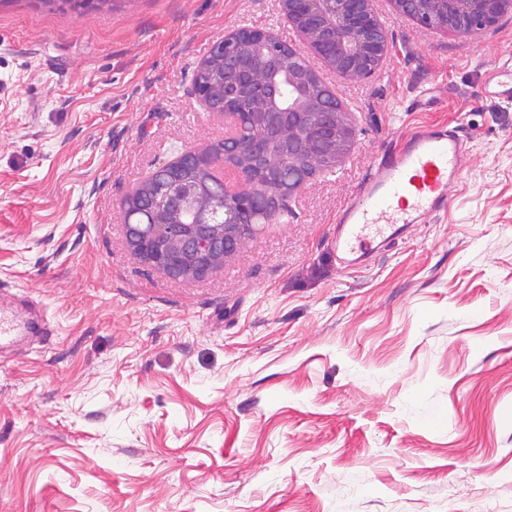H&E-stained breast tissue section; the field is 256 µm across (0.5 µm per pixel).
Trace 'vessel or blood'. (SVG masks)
Here are the masks:
<instances>
[{"label":"vessel or blood","instance_id":"obj_1","mask_svg":"<svg viewBox=\"0 0 512 512\" xmlns=\"http://www.w3.org/2000/svg\"><path fill=\"white\" fill-rule=\"evenodd\" d=\"M464 152L456 130L424 126L404 137L362 185L358 201L346 206L329 241L340 263L355 266L389 245L413 224L448 206V188L460 175ZM30 324L0 312V344L12 342Z\"/></svg>","mask_w":512,"mask_h":512}]
</instances>
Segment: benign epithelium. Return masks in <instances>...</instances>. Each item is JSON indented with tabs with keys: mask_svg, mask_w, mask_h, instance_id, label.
<instances>
[{
	"mask_svg": "<svg viewBox=\"0 0 512 512\" xmlns=\"http://www.w3.org/2000/svg\"><path fill=\"white\" fill-rule=\"evenodd\" d=\"M396 14L444 33L467 36L496 27L512 0H389ZM298 43L272 29L243 25L214 42L221 56L217 94L196 92L203 106L224 116V147L188 148L157 171L170 176L168 209L193 224L135 219L123 207L126 242L142 262L175 280L200 279L240 254L264 229L266 217L295 198L318 173L338 166L354 128L336 91L311 64L316 58L347 80L371 76L393 45L376 0H279ZM233 171L224 193L174 178L195 158ZM224 223L212 224L217 211Z\"/></svg>",
	"mask_w": 512,
	"mask_h": 512,
	"instance_id": "benign-epithelium-1",
	"label": "benign epithelium"
}]
</instances>
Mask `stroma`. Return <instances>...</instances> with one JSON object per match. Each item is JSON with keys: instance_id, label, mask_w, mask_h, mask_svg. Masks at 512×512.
Instances as JSON below:
<instances>
[{"instance_id": "obj_1", "label": "stroma", "mask_w": 512, "mask_h": 512, "mask_svg": "<svg viewBox=\"0 0 512 512\" xmlns=\"http://www.w3.org/2000/svg\"><path fill=\"white\" fill-rule=\"evenodd\" d=\"M390 59L328 69L355 128L223 268L174 280L122 207L162 162L221 142L192 90L278 0L0 4V512H512V14L441 35L381 0ZM446 124L448 207L363 265L329 248L377 158ZM32 325L28 321L16 314H6L0 312V345L2 343H11L15 336L21 330L31 329Z\"/></svg>"}]
</instances>
